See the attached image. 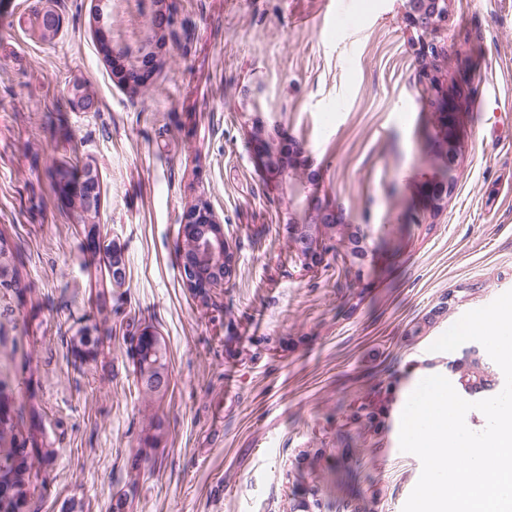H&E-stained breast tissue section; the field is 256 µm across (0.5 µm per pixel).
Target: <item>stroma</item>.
I'll return each instance as SVG.
<instances>
[{"label": "stroma", "mask_w": 512, "mask_h": 512, "mask_svg": "<svg viewBox=\"0 0 512 512\" xmlns=\"http://www.w3.org/2000/svg\"><path fill=\"white\" fill-rule=\"evenodd\" d=\"M36 4L0 0V228L23 243L31 290L25 330L0 327V383L22 404L36 390L56 450L40 512L121 498L124 512H402L422 469L400 449L407 399L466 356L430 346L512 290V0H450L446 53L426 61L406 0H112L99 29L102 0H52L51 40ZM165 12L173 24H152ZM103 33L151 56L146 87L117 84L129 58L105 61ZM424 67L462 89L452 164L427 142ZM76 82L92 110L69 105ZM82 162L101 181L89 219L51 178ZM447 173L454 190L430 212L424 193ZM199 200L235 255L208 307L176 250ZM323 210L340 226L318 228L324 260L308 267L288 228ZM106 249L124 284L102 311ZM146 327L167 349V434L133 489L144 399L128 348ZM83 332L106 342L78 365Z\"/></svg>", "instance_id": "obj_1"}]
</instances>
